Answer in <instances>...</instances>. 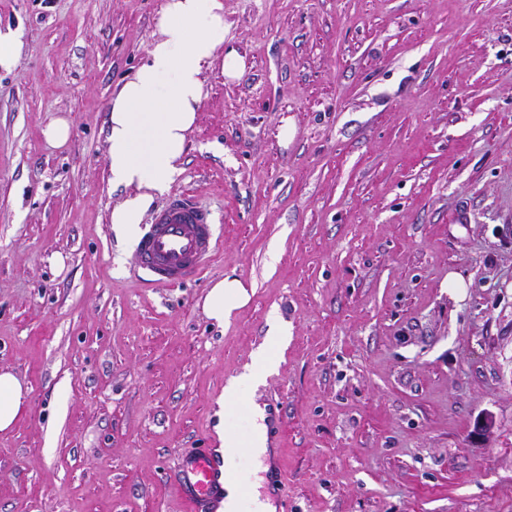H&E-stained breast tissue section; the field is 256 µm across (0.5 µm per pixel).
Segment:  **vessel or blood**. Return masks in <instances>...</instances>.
Listing matches in <instances>:
<instances>
[{"label":"vessel or blood","mask_w":512,"mask_h":512,"mask_svg":"<svg viewBox=\"0 0 512 512\" xmlns=\"http://www.w3.org/2000/svg\"><path fill=\"white\" fill-rule=\"evenodd\" d=\"M215 224L213 211L192 195L170 196L135 244V264L148 284L175 287L199 276L220 249ZM172 481L190 512H212L224 498L222 462L208 449L187 454Z\"/></svg>","instance_id":"obj_1"}]
</instances>
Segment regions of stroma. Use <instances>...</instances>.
Segmentation results:
<instances>
[{"label": "stroma", "instance_id": "obj_1", "mask_svg": "<svg viewBox=\"0 0 512 512\" xmlns=\"http://www.w3.org/2000/svg\"><path fill=\"white\" fill-rule=\"evenodd\" d=\"M163 3L0 0V370L28 390L0 512H179V460L218 447L274 315L252 399L284 416L288 512H512V0H224L247 68L205 73L166 192L217 213L220 252L151 288L106 116ZM229 274L253 291L220 325ZM21 49L18 31L11 28L0 29V68L11 69ZM71 121L69 118L59 116L46 126L43 131L46 141L52 145H62L70 137ZM249 298L244 283L235 276L226 275L209 288L204 310L210 319L224 325L236 310L249 301Z\"/></svg>", "mask_w": 512, "mask_h": 512}]
</instances>
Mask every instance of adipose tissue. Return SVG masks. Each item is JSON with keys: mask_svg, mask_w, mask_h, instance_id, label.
Listing matches in <instances>:
<instances>
[{"mask_svg": "<svg viewBox=\"0 0 512 512\" xmlns=\"http://www.w3.org/2000/svg\"><path fill=\"white\" fill-rule=\"evenodd\" d=\"M220 70L227 80L241 77L246 60L224 47L223 0H165L156 19V36L145 61L112 98L107 124V161L113 186L134 188L133 196L113 209L111 222L122 236L134 238L154 194L164 192L178 172L188 131L203 101L205 72ZM249 300L244 283L228 275L209 288L206 315L223 324ZM288 339V325L272 319L266 346L252 356V366L228 381L224 411L238 402L273 369V348ZM27 391L11 372H0V432L9 430L26 405ZM252 438L242 444L232 427H225L220 453L224 459V512H272L260 493L238 477L239 460L250 454L263 465L267 448L266 412L252 405Z\"/></svg>", "mask_w": 512, "mask_h": 512, "instance_id": "obj_1", "label": "adipose tissue"}]
</instances>
